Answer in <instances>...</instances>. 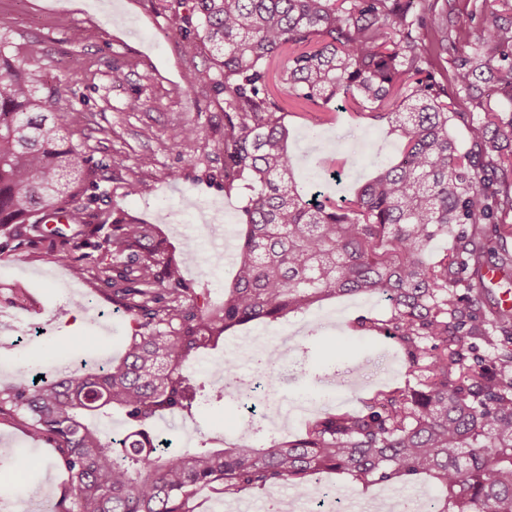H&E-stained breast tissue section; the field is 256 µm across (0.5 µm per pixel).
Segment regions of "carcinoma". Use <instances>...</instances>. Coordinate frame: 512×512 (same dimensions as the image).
<instances>
[{
    "label": "carcinoma",
    "mask_w": 512,
    "mask_h": 512,
    "mask_svg": "<svg viewBox=\"0 0 512 512\" xmlns=\"http://www.w3.org/2000/svg\"><path fill=\"white\" fill-rule=\"evenodd\" d=\"M193 11L224 74V190L244 196L234 282L212 308L155 225L98 206V165L54 109L61 87L39 86L0 14V236L48 243L131 322L122 361L96 373L37 381L17 365L0 378V416L53 440L70 512H189L212 484L226 496L300 486L316 500L327 471L365 487L424 473L448 492L438 512H512V306L485 307L484 276L491 266L512 281L508 248L486 260L489 225L512 211V0H194ZM286 46L288 95L398 132V157L350 197L307 196L294 181L288 113L265 68ZM446 53L450 77L435 63ZM342 295L390 302L388 319L355 328L399 343L415 386L380 388L361 410L327 411L262 448L159 440L158 420L241 393L238 357L224 359L220 385L185 370L189 358L234 326ZM252 356L271 374L282 361L276 345ZM114 411L126 433L107 438L92 419Z\"/></svg>",
    "instance_id": "cac0c4a2"
}]
</instances>
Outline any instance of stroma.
<instances>
[{
	"label": "stroma",
	"mask_w": 512,
	"mask_h": 512,
	"mask_svg": "<svg viewBox=\"0 0 512 512\" xmlns=\"http://www.w3.org/2000/svg\"><path fill=\"white\" fill-rule=\"evenodd\" d=\"M0 13L14 21L13 49L36 70L42 84L61 86L55 109L68 119L73 145L99 165L100 205L125 211L144 224L157 225L175 256L192 250L183 274L202 298L213 301L231 286L236 266L218 259L221 248L235 250L241 230V193L224 190V76L211 66L207 49L182 52L183 41L201 32L193 0H183L181 29L171 27L170 0H0ZM210 68L211 79L198 73ZM123 77L113 81V69ZM289 111V150L300 186H320L332 195L351 193L389 165L399 138L388 125L337 112L321 122L319 112L294 100ZM198 126L197 138L179 144L176 132ZM356 157L340 181L326 168ZM140 180L145 190L128 196L125 185ZM84 298V316L71 319L73 298ZM385 297L344 296L274 322L255 321L225 334L195 367L220 381L224 360L250 347L282 344L288 378L276 385L273 401L307 405L306 415L270 429L262 405L244 407L235 397L180 417L184 442L200 434L241 439L255 446L270 438L299 434L308 419L326 410L356 411L364 398L385 384L405 385L406 360L397 343L354 332L359 316L384 319ZM130 326L102 288L48 260L40 244L0 249V370L22 362L50 374L72 359L89 367L115 362L124 352ZM52 440H32L20 423L0 417V512L39 508L42 500L64 502L68 473L57 460ZM324 508L302 500L294 487L253 488L225 496L210 487L195 492L192 512H407L417 495L440 499L444 491L428 475L415 486H362L345 474L326 473Z\"/></svg>",
	"instance_id": "1"
}]
</instances>
